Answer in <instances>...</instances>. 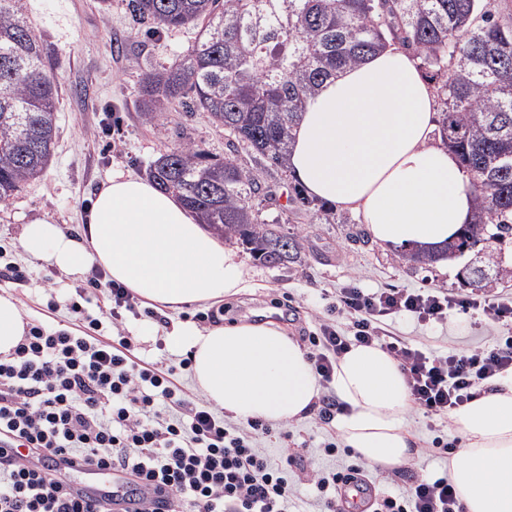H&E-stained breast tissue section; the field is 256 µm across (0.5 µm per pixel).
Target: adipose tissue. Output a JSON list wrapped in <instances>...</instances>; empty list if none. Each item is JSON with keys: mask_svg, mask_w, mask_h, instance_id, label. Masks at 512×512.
<instances>
[{"mask_svg": "<svg viewBox=\"0 0 512 512\" xmlns=\"http://www.w3.org/2000/svg\"><path fill=\"white\" fill-rule=\"evenodd\" d=\"M435 97L411 55L395 47L341 70L312 97L294 130L288 165L316 199L359 216L383 246L442 252L470 222L469 176L434 141ZM34 260L67 274L101 268L138 298L172 312V336L191 353L201 393L234 417L299 419L320 392L303 348L276 321L199 328L184 308L218 305L252 288L240 253L147 178L116 173L101 184L73 236L41 219L23 225ZM29 322L0 293V356ZM331 387L345 406L344 443L365 461L393 466L410 454L408 390L398 362L377 346L336 361ZM462 434L450 478L465 512H512V374L451 412Z\"/></svg>", "mask_w": 512, "mask_h": 512, "instance_id": "adipose-tissue-1", "label": "adipose tissue"}]
</instances>
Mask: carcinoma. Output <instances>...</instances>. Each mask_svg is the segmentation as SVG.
Instances as JSON below:
<instances>
[{
    "label": "carcinoma",
    "mask_w": 512,
    "mask_h": 512,
    "mask_svg": "<svg viewBox=\"0 0 512 512\" xmlns=\"http://www.w3.org/2000/svg\"><path fill=\"white\" fill-rule=\"evenodd\" d=\"M493 0H129L156 30L198 29L180 61L145 74L137 110L148 119L176 103L203 112L266 165L286 159L301 112L344 68L398 45L435 80L439 133L478 189L473 223L449 245L475 252L462 279L478 289L512 276L489 243L512 237V23ZM58 77L25 16L0 0V203L49 167ZM158 187L268 267L301 260L299 240L258 221L264 192L253 171L182 143L147 169Z\"/></svg>",
    "instance_id": "cac0c4a2"
}]
</instances>
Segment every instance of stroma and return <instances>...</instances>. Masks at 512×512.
Returning <instances> with one entry per match:
<instances>
[{
  "instance_id": "stroma-1",
  "label": "stroma",
  "mask_w": 512,
  "mask_h": 512,
  "mask_svg": "<svg viewBox=\"0 0 512 512\" xmlns=\"http://www.w3.org/2000/svg\"><path fill=\"white\" fill-rule=\"evenodd\" d=\"M129 0H24L25 12L40 42L47 48L59 76L58 129L54 156L39 178L29 181L8 202L0 204V247L10 262L26 271L22 281H0V292L12 294L27 319L50 314L52 322L70 323V302L82 301L88 313L108 312L105 295L85 299L88 276H72L52 270L29 257L20 244L23 225L49 218L64 233L82 227L85 210L100 183L113 171L145 175L149 163L161 153L183 143L200 145L213 156L230 158L247 167L255 161L242 145H230L223 128L200 112L172 109L145 119L136 109L144 73L159 70L182 59L191 49L193 27L163 30L150 35L137 23ZM265 196L254 200L260 222L281 225L297 235L302 260L268 267L249 262L254 290L225 299V322H279L289 337L301 339L314 332L318 317L327 315L338 291L349 282L364 288H445L459 293L463 287L457 272H440L435 265L417 264L404 252L375 241L354 242L366 228L351 212L324 213L320 205L291 203L293 178L268 170L262 176ZM52 275L61 303L48 313L51 295L42 286ZM125 325L139 356L155 361L179 357L167 324L146 317L126 315ZM398 334L439 347L464 349L489 343L494 331L481 312L455 309L444 324L422 326L407 317L397 318ZM415 444L407 467L439 472L443 460L428 449L439 435L458 438L449 419L428 421L420 414L407 416Z\"/></svg>"
}]
</instances>
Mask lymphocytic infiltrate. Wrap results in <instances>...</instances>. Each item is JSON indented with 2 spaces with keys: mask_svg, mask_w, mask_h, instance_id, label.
Wrapping results in <instances>:
<instances>
[{
  "mask_svg": "<svg viewBox=\"0 0 512 512\" xmlns=\"http://www.w3.org/2000/svg\"><path fill=\"white\" fill-rule=\"evenodd\" d=\"M89 288L107 293V319L87 314L79 302L74 323L30 324L14 352L0 358V432L29 442L28 452L0 454V512H106L104 499L71 497L61 478V458H76L124 473L131 482H157L173 512H288L293 475L316 491V512H338L340 493L362 482L363 469L311 466L303 455L272 459L263 441L273 430L258 418L237 424L204 399L187 395L179 382L190 357L169 363L140 358L127 336L123 311L137 303L126 289L96 273ZM481 311L495 325L512 324V295L493 299L444 288H362L350 283L336 296L342 328L318 320L309 334L307 358L324 384L313 405L318 424L330 425L341 410L329 384L338 357L351 347L377 346L399 364L414 410L443 418L512 373V336L466 351L438 352L400 336L396 317L423 324L448 319L451 310ZM111 335H103V327ZM40 464V471L27 465ZM396 492L374 497L369 512H463L452 481L409 469L395 471Z\"/></svg>",
  "mask_w": 512,
  "mask_h": 512,
  "instance_id": "obj_1",
  "label": "lymphocytic infiltrate"
}]
</instances>
